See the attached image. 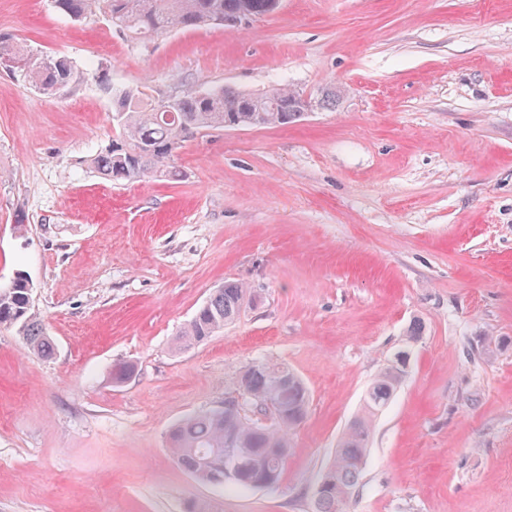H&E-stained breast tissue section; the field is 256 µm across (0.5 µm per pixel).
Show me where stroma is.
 Segmentation results:
<instances>
[{
    "label": "stroma",
    "mask_w": 512,
    "mask_h": 512,
    "mask_svg": "<svg viewBox=\"0 0 512 512\" xmlns=\"http://www.w3.org/2000/svg\"><path fill=\"white\" fill-rule=\"evenodd\" d=\"M0 37L85 74L48 98L0 67V286L27 275L56 346L45 359L0 329V512H311L400 350L408 374L347 512H512V0H280L145 44L53 0H0ZM190 85L345 94L286 126L194 136L175 182L88 167L113 94ZM227 280L255 302L174 352ZM260 359L311 395L282 479L201 483L168 431ZM125 361L138 372L113 386Z\"/></svg>",
    "instance_id": "obj_1"
}]
</instances>
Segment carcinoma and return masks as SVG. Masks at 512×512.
Wrapping results in <instances>:
<instances>
[{"label":"carcinoma","instance_id":"carcinoma-1","mask_svg":"<svg viewBox=\"0 0 512 512\" xmlns=\"http://www.w3.org/2000/svg\"><path fill=\"white\" fill-rule=\"evenodd\" d=\"M55 8L74 21L103 15L133 41L145 42L176 29L235 25L242 16L272 12L278 0H54ZM19 59L25 82L47 98L75 85L80 75L64 56L46 66L21 42L0 38V63ZM300 91L279 87L260 94L230 88L185 89L180 95L155 101L133 91L113 98L112 139L88 160L101 178L136 182L158 177L175 180V153L188 138L224 128L285 126L304 116ZM32 284L18 273L0 286V327L20 336L24 347L44 358L55 352L39 312L31 301ZM251 289L226 281L184 325L176 339L180 350L207 341L238 317ZM137 367L123 362L112 369L120 386ZM406 377V360L387 364L368 386L360 415L336 445L333 461L323 471L328 488L312 500V512H345L349 493L358 485L368 453L372 422L394 399ZM238 396L224 407L190 414L169 431L168 449L174 461L202 483L230 480L243 488L278 484L288 452L289 436L307 417L310 393L303 380L285 364L253 361L237 376ZM267 407L272 421L254 417Z\"/></svg>","mask_w":512,"mask_h":512}]
</instances>
